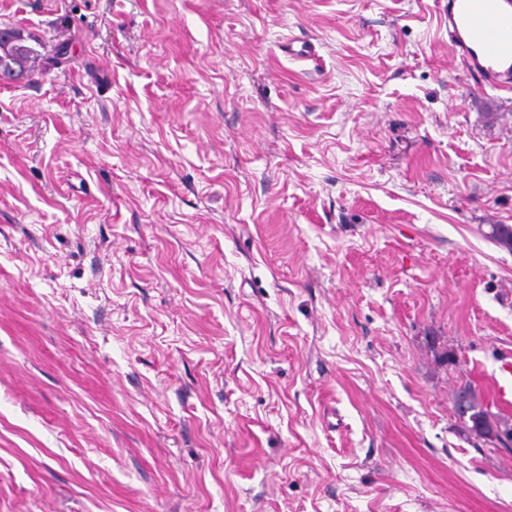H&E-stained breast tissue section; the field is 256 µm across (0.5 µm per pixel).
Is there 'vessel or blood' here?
Instances as JSON below:
<instances>
[{
  "label": "vessel or blood",
  "instance_id": "vessel-or-blood-1",
  "mask_svg": "<svg viewBox=\"0 0 512 512\" xmlns=\"http://www.w3.org/2000/svg\"><path fill=\"white\" fill-rule=\"evenodd\" d=\"M448 44L480 84L512 90V0H448Z\"/></svg>",
  "mask_w": 512,
  "mask_h": 512
}]
</instances>
